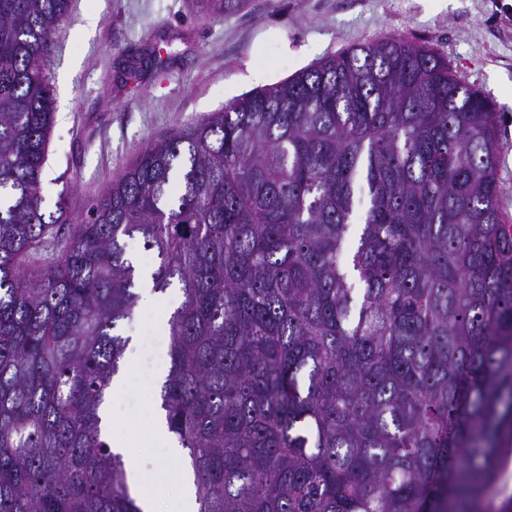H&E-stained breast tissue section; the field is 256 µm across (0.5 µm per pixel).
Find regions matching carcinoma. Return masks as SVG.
I'll use <instances>...</instances> for the list:
<instances>
[{
  "label": "carcinoma",
  "mask_w": 512,
  "mask_h": 512,
  "mask_svg": "<svg viewBox=\"0 0 512 512\" xmlns=\"http://www.w3.org/2000/svg\"><path fill=\"white\" fill-rule=\"evenodd\" d=\"M68 10L0 0V512H142L102 417L132 239L183 297L160 408L197 512L475 509L512 456L492 103L425 45L366 42L148 141L72 224L41 196Z\"/></svg>",
  "instance_id": "cac0c4a2"
}]
</instances>
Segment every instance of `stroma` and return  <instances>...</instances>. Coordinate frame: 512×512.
<instances>
[{"mask_svg": "<svg viewBox=\"0 0 512 512\" xmlns=\"http://www.w3.org/2000/svg\"><path fill=\"white\" fill-rule=\"evenodd\" d=\"M98 21L88 25V13ZM406 39L434 48L494 105L502 151L500 207L512 219V0H246L216 16L197 0H70L44 58L55 97V123L41 183L43 210L67 195L82 217L112 177L145 143L220 110L224 103L282 81L323 57L368 40ZM141 59L128 69L129 54ZM182 295L138 306L120 325L125 338H166ZM167 350L135 348L122 388L108 403L124 434L149 433L160 405ZM142 485L171 500L177 484L158 443L138 444Z\"/></svg>", "mask_w": 512, "mask_h": 512, "instance_id": "stroma-1", "label": "stroma"}]
</instances>
